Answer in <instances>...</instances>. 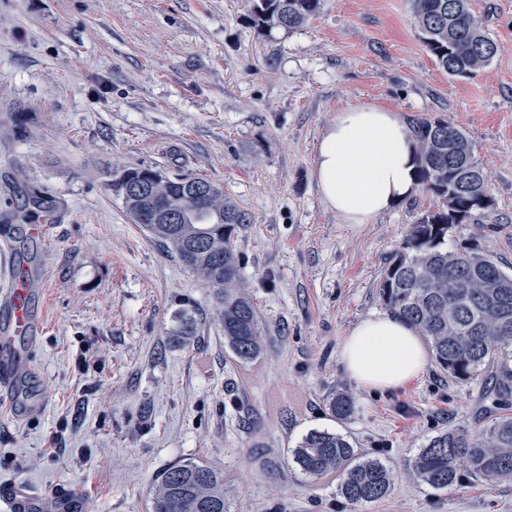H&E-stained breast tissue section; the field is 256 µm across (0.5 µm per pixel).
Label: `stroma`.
I'll list each match as a JSON object with an SVG mask.
<instances>
[{"mask_svg":"<svg viewBox=\"0 0 512 512\" xmlns=\"http://www.w3.org/2000/svg\"><path fill=\"white\" fill-rule=\"evenodd\" d=\"M498 45L471 78L448 76L421 42L410 0H323L305 27L255 26L247 0H0V268L36 278L33 373L0 408V482L27 483L44 512H151L162 471L203 462L229 512H512V480L437 491L409 474L440 432L475 428L489 385L428 363L392 392L359 387L340 347L386 314L379 281L432 204L415 191L368 224L322 202L313 171L341 109L380 105L404 121L463 129L491 206L455 225L512 274V0H470ZM23 125H16V115ZM205 177L251 219L235 239L263 350L240 363L210 288L134 224L112 172ZM53 200L46 238L26 203ZM197 330L175 336L180 314ZM353 414L331 417L328 398ZM328 429L380 451L392 492L346 507L333 477L292 461Z\"/></svg>","mask_w":512,"mask_h":512,"instance_id":"stroma-1","label":"stroma"}]
</instances>
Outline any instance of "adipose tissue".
I'll use <instances>...</instances> for the list:
<instances>
[{
    "label": "adipose tissue",
    "mask_w": 512,
    "mask_h": 512,
    "mask_svg": "<svg viewBox=\"0 0 512 512\" xmlns=\"http://www.w3.org/2000/svg\"><path fill=\"white\" fill-rule=\"evenodd\" d=\"M314 173L323 203L342 223L367 224L416 190L415 141L396 112L372 104L351 106L322 131L314 150ZM340 358L360 387L387 392L420 374L429 351L415 330L379 315L350 331Z\"/></svg>",
    "instance_id": "adipose-tissue-1"
}]
</instances>
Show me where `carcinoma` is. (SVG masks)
I'll return each instance as SVG.
<instances>
[{
	"instance_id": "carcinoma-1",
	"label": "carcinoma",
	"mask_w": 512,
	"mask_h": 512,
	"mask_svg": "<svg viewBox=\"0 0 512 512\" xmlns=\"http://www.w3.org/2000/svg\"><path fill=\"white\" fill-rule=\"evenodd\" d=\"M419 38L448 75L471 77L488 67L498 45L470 12L468 0H411ZM321 0H250V19L264 28L297 30L319 12ZM418 143L419 185L433 200L410 226L401 250L385 267L379 296L389 312L416 329L429 343L449 377L490 384L491 406L479 427L444 431L428 441L411 465V477L434 490L461 485L463 474L486 481L512 479V275L476 246L448 247L453 225L482 207L484 171L472 166L474 149L466 133L448 121L420 119L411 125ZM145 179L154 182L149 200L123 191ZM186 177L152 167L113 174L111 190L122 199L134 223L150 210L171 209L174 224L142 228L169 248L212 289L224 343L248 363L262 349L258 312L241 290L240 261L234 247L247 214L224 198L219 186L196 195ZM338 420L354 412L353 400L337 394L328 402ZM306 475L333 476L337 494L348 505L375 501L393 489L392 469L341 434L312 430L293 450ZM152 512H228L224 475L197 461H179L160 475Z\"/></svg>"
}]
</instances>
